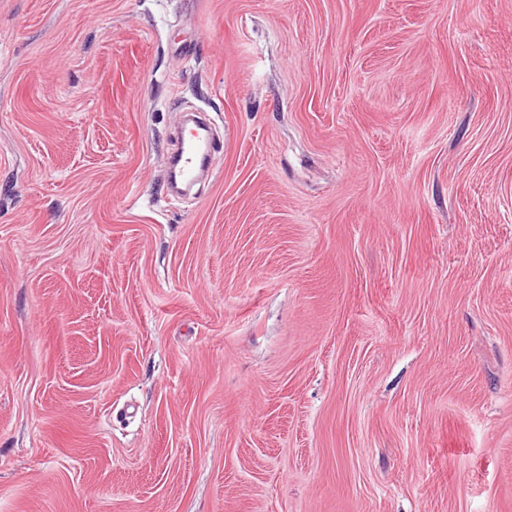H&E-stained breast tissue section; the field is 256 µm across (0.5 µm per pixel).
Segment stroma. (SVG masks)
Here are the masks:
<instances>
[{
  "instance_id": "35a3bbf8",
  "label": "stroma",
  "mask_w": 512,
  "mask_h": 512,
  "mask_svg": "<svg viewBox=\"0 0 512 512\" xmlns=\"http://www.w3.org/2000/svg\"><path fill=\"white\" fill-rule=\"evenodd\" d=\"M0 512H512V0H0ZM208 164V157L203 160L201 155L197 154L196 147L192 143L185 144L181 141L177 151L171 160V168H176L179 176L186 183L193 182L197 174ZM174 165V167H172Z\"/></svg>"
}]
</instances>
